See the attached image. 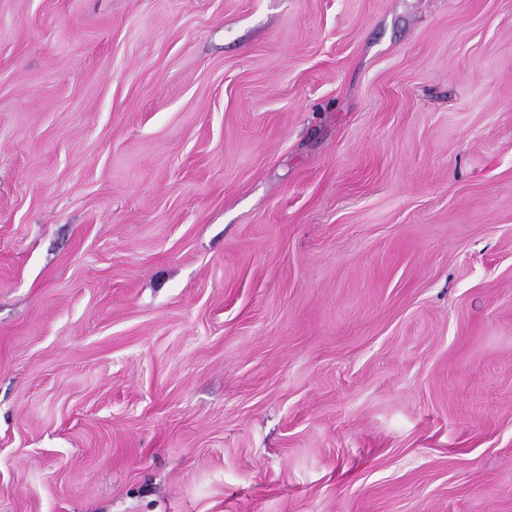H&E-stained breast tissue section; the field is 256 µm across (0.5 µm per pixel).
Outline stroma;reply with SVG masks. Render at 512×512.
<instances>
[{"instance_id": "obj_1", "label": "stroma", "mask_w": 512, "mask_h": 512, "mask_svg": "<svg viewBox=\"0 0 512 512\" xmlns=\"http://www.w3.org/2000/svg\"><path fill=\"white\" fill-rule=\"evenodd\" d=\"M0 512H512V0H0Z\"/></svg>"}]
</instances>
